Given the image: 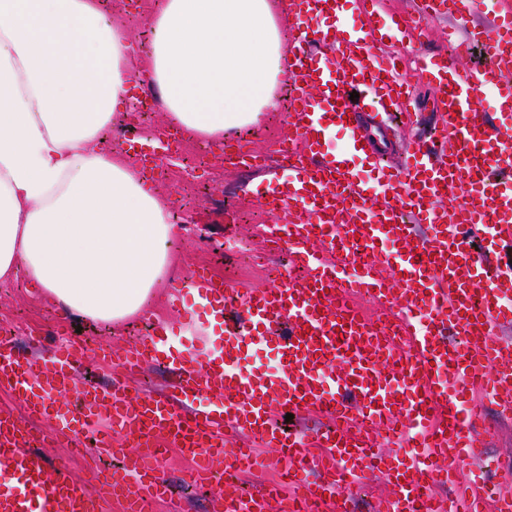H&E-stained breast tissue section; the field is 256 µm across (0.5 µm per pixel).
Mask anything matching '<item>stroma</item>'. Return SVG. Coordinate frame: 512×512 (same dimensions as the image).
<instances>
[{
	"label": "stroma",
	"mask_w": 512,
	"mask_h": 512,
	"mask_svg": "<svg viewBox=\"0 0 512 512\" xmlns=\"http://www.w3.org/2000/svg\"><path fill=\"white\" fill-rule=\"evenodd\" d=\"M158 4L159 0H102V10L124 23L135 57L143 55L141 46ZM448 25V19H435L424 35L394 42L393 47L412 63L448 52ZM198 145V140L184 139L180 154L164 158L162 168L152 176L154 192L170 206L179 207L186 225L171 246L170 279L156 289L139 314L117 325L77 315L60 317L56 306L23 275L0 280V328L12 333L21 351L39 358L67 339H77L83 345L77 382L103 386L110 382V369L98 360L100 347L111 348L115 358H122L148 324L166 325L175 349L184 352L200 346L202 335L193 322L204 319L208 309L186 286L196 267L208 268L241 293L275 284L273 269L286 259L266 246L263 228L275 223L279 215L268 211L264 202L275 179L286 175L284 162L273 156L263 171L233 167L225 164L219 148H211L205 155ZM486 426L485 449L493 465L486 469L485 477L494 483L512 484V419L500 417L492 405ZM254 451L259 466L239 478L240 486L251 495L284 469L278 449L258 444ZM189 469L178 449H169L159 474L169 483L172 495L164 502H149L145 512H224L227 473L223 460L214 461L213 479L201 486L188 483Z\"/></svg>",
	"instance_id": "1"
}]
</instances>
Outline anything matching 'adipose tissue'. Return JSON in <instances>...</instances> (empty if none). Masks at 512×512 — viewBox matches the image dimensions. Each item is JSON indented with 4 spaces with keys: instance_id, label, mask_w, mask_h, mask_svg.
Listing matches in <instances>:
<instances>
[{
    "instance_id": "adipose-tissue-1",
    "label": "adipose tissue",
    "mask_w": 512,
    "mask_h": 512,
    "mask_svg": "<svg viewBox=\"0 0 512 512\" xmlns=\"http://www.w3.org/2000/svg\"><path fill=\"white\" fill-rule=\"evenodd\" d=\"M135 62L99 0H0V280L24 271L63 312L121 323L170 272V211L99 136L129 86L220 145L277 109L285 76L270 0H163Z\"/></svg>"
}]
</instances>
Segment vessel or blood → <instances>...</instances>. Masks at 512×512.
Listing matches in <instances>:
<instances>
[{
	"label": "vessel or blood",
	"instance_id": "b4317fda",
	"mask_svg": "<svg viewBox=\"0 0 512 512\" xmlns=\"http://www.w3.org/2000/svg\"><path fill=\"white\" fill-rule=\"evenodd\" d=\"M290 7L293 94L276 151L292 176L268 197L287 220L267 225L265 237L306 269L302 286L241 294L206 269L194 271L191 286L210 309L241 313L223 349L203 354L196 369L166 352L167 331L154 326L120 366L132 373L166 357L176 375L169 390L131 397L116 383L89 385L76 392L75 416L59 399L72 392L77 343L40 361L1 335L0 388L15 393L26 414L0 410V466L18 475L17 483L0 484V512H100L108 494L122 499L123 512H143L147 501L170 493L155 474L167 446L194 462L189 479L198 484L210 479L218 456L235 471L257 466L251 450L238 446L241 438L261 440L292 461L288 478L306 492L281 499L282 512H319L330 499L336 512H348L342 492L368 470L395 486L385 512H439L434 485L454 483L463 464L484 456L482 408L467 405L466 392L481 386L500 415L512 414V341L501 335L512 323L504 304L512 297V129L494 127L475 107L492 85L497 110L512 112V0H503L492 27L472 29L476 0H415L410 18L393 21L387 32L369 17L346 25L342 0H291ZM446 12L467 27V38L427 69L439 130L428 139L411 137L399 168L388 158L401 147L377 148L350 92L370 96L385 111L398 107L412 84L386 52V35L402 39ZM304 17L317 20V42L302 29ZM478 42L487 46V63L459 72V60ZM328 43L336 45L335 57L319 52ZM332 126L376 169V187L325 152ZM447 142L452 150H444ZM224 161L265 163L238 138L226 142ZM387 241L394 250L384 249ZM357 294L385 306V317L364 314L352 301ZM248 336L277 348V369L242 370ZM340 360L346 368L339 373ZM274 405L317 411L331 424L313 436L286 432L271 420ZM29 418L56 424L75 450L94 447L97 456L121 458V466L95 469L101 490L90 492L35 449ZM377 425L401 438L394 453H374ZM116 433L121 443L113 442ZM313 471L320 480L307 482ZM277 497L272 488L245 499L229 487L224 510L267 512ZM489 501L495 512H512V495L490 487L465 510L448 512H485Z\"/></svg>",
	"mask_w": 512,
	"mask_h": 512
}]
</instances>
